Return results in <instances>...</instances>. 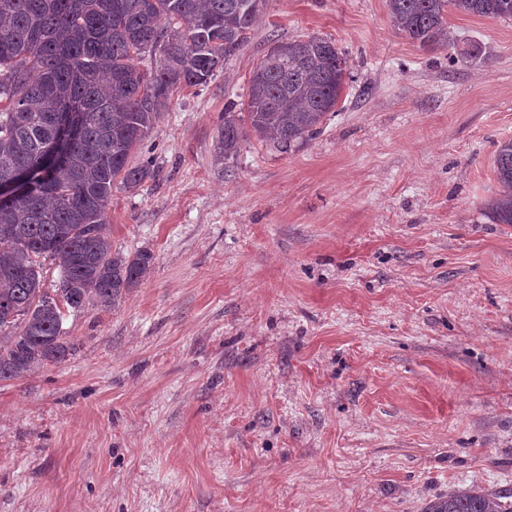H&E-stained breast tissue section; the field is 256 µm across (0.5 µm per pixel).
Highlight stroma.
I'll list each match as a JSON object with an SVG mask.
<instances>
[{"label":"stroma","mask_w":512,"mask_h":512,"mask_svg":"<svg viewBox=\"0 0 512 512\" xmlns=\"http://www.w3.org/2000/svg\"><path fill=\"white\" fill-rule=\"evenodd\" d=\"M449 64L385 0H262L248 44L175 92L116 189L113 252L151 272L76 349L0 381V512H424L512 491V20L449 11ZM322 36L352 79L280 153L213 144L273 40ZM499 190L489 207L492 223L512 224V138L499 142L495 156ZM512 492L471 486L448 494V498L430 503L424 512H512Z\"/></svg>","instance_id":"1"}]
</instances>
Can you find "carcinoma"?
Instances as JSON below:
<instances>
[{
  "label": "carcinoma",
  "mask_w": 512,
  "mask_h": 512,
  "mask_svg": "<svg viewBox=\"0 0 512 512\" xmlns=\"http://www.w3.org/2000/svg\"><path fill=\"white\" fill-rule=\"evenodd\" d=\"M512 20V0H387L397 30L422 47L454 46L448 7ZM259 0H0V182L23 172L35 192L0 201V381L24 378L72 354L68 310L110 308L153 266L144 248L112 254V189L153 177L129 162L175 91L207 84L249 41ZM151 58L150 69L140 68ZM347 59L327 37L277 39L249 78L240 114L224 113L216 160L246 131L285 153L335 111ZM77 114L62 164L43 160ZM494 224H512V138L495 156ZM59 269L43 287L44 261ZM424 512H512V492L471 486Z\"/></svg>",
  "instance_id": "obj_1"
}]
</instances>
